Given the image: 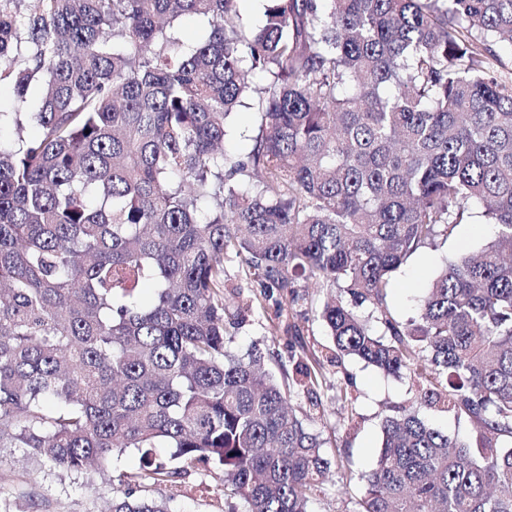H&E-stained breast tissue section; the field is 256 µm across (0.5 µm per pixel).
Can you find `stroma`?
I'll use <instances>...</instances> for the list:
<instances>
[{"label": "stroma", "instance_id": "35a3bbf8", "mask_svg": "<svg viewBox=\"0 0 512 512\" xmlns=\"http://www.w3.org/2000/svg\"><path fill=\"white\" fill-rule=\"evenodd\" d=\"M494 232L493 225L476 216L458 225L438 249L411 257L394 275L390 302L395 315L403 321L413 316L419 297L445 261L479 251L492 241ZM226 270V316L233 321L228 334L235 345L245 348L263 338L268 348L287 351L292 336L283 331L269 335L274 315L258 314L254 290L239 273L236 261H227ZM408 389V379L385 375L353 359L327 367L321 391L326 407L321 428L326 452L333 456L347 451L354 473L370 470L381 444L382 420L390 406L405 399ZM344 391L355 399L358 416L352 422L340 397ZM138 466L139 454L129 448L114 458L108 473L62 477L41 467L27 449L0 448V512H103L113 478L137 471ZM222 478L221 472L201 469L180 478L182 494L173 497L175 512H245L243 501L225 500Z\"/></svg>", "mask_w": 512, "mask_h": 512}]
</instances>
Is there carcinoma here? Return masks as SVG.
Instances as JSON below:
<instances>
[{
  "instance_id": "cac0c4a2",
  "label": "carcinoma",
  "mask_w": 512,
  "mask_h": 512,
  "mask_svg": "<svg viewBox=\"0 0 512 512\" xmlns=\"http://www.w3.org/2000/svg\"><path fill=\"white\" fill-rule=\"evenodd\" d=\"M261 2L253 27L239 0H0V446L61 474L136 449L109 512H171L137 489L200 465L247 512H310L324 363L347 356L414 387L356 512H512V0ZM186 15L209 25L191 48ZM473 208L494 239L400 323L393 273ZM231 259L289 332L300 283L327 290L333 346L288 345L281 383L280 352L232 351ZM253 111V109L241 107L238 111L240 113L232 120L224 143L228 151L237 153L250 146L251 137L256 133L255 117L251 113ZM423 416L429 424L452 438L466 440L472 434V427L468 420L463 417L458 418L453 413H438L425 409Z\"/></svg>"
}]
</instances>
